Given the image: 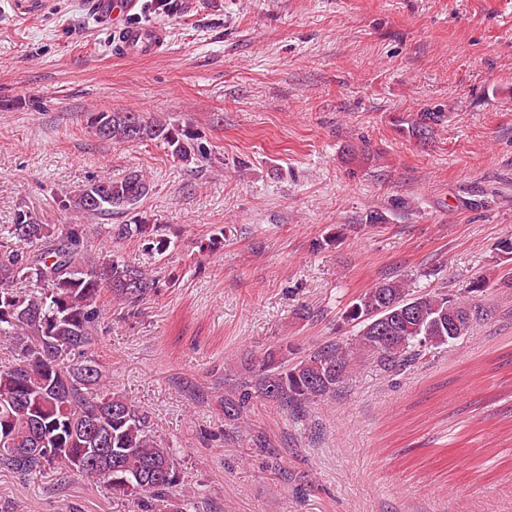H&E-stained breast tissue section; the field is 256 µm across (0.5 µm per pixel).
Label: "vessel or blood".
<instances>
[{
    "instance_id": "obj_1",
    "label": "vessel or blood",
    "mask_w": 512,
    "mask_h": 512,
    "mask_svg": "<svg viewBox=\"0 0 512 512\" xmlns=\"http://www.w3.org/2000/svg\"><path fill=\"white\" fill-rule=\"evenodd\" d=\"M140 0H93L95 12L102 16H118L112 27V42L126 57H148L159 54L165 46L166 33L153 23L134 21Z\"/></svg>"
}]
</instances>
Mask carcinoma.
Masks as SVG:
<instances>
[{
	"mask_svg": "<svg viewBox=\"0 0 512 512\" xmlns=\"http://www.w3.org/2000/svg\"><path fill=\"white\" fill-rule=\"evenodd\" d=\"M89 122L106 127V141H160L186 165L211 155L191 132L139 112H97ZM151 190L149 177L132 170L88 182L62 208L87 219L127 213ZM6 229L22 246L0 252V472L102 484L137 512H205L200 497L173 494L182 481L173 449L156 439L149 414L112 388L92 351L102 295L119 305L142 301L159 288L158 271L132 266L110 247L93 251L87 224H39L22 210ZM102 233L136 237L158 255L171 244L141 219L96 225ZM487 289L483 279L465 295L415 290L404 279L378 283L342 313L355 336L292 359L271 349L224 374V417L245 423L254 392L304 413L336 394L362 361L389 372L446 347L480 321L474 297Z\"/></svg>",
	"mask_w": 512,
	"mask_h": 512,
	"instance_id": "cac0c4a2",
	"label": "carcinoma"
}]
</instances>
